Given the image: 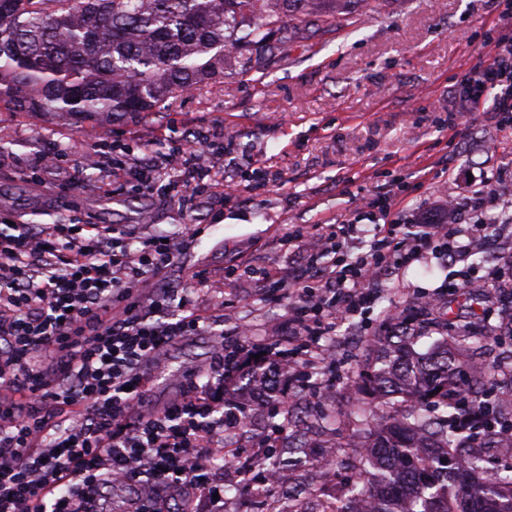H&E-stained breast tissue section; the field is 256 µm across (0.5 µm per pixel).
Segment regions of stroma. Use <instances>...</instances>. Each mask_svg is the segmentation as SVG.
<instances>
[{
    "label": "stroma",
    "mask_w": 512,
    "mask_h": 512,
    "mask_svg": "<svg viewBox=\"0 0 512 512\" xmlns=\"http://www.w3.org/2000/svg\"><path fill=\"white\" fill-rule=\"evenodd\" d=\"M353 20L325 33L302 27L295 39L252 49V66L229 64L222 82L168 99L148 121L127 118L99 126L48 123L33 112H0V232L17 224H116L148 234L172 235L181 225L200 228L178 253L157 287L189 296L205 313L224 318L166 347L152 369L147 411L183 398L188 371H204L217 338L234 344L236 327L277 342L292 307L275 288L307 251L309 236L328 225L354 224L356 239L336 258L347 262L368 251L382 225L416 234L425 216L458 204V225L482 223L486 213L512 208V128L494 112L471 110L459 96L457 77L492 63L497 40L512 35V0H353ZM224 135V156L200 162L205 183L236 196L201 201L183 210L176 197L145 195L122 171L85 169L86 154L117 144L164 163L163 179L179 180L184 160L174 154L197 130ZM52 149L62 156L51 172L34 160ZM453 173H445L447 160ZM493 188L486 210L471 208L474 190ZM390 194L389 206L378 199ZM371 205L359 208V198ZM297 247H289V235ZM471 284L472 302L448 282ZM512 279V224L449 267L438 255L383 275L377 300L317 343L312 375L280 381L304 428L305 445L291 447L292 430L276 407L252 412L246 427L224 433L216 453L224 473L223 512H286L299 497L341 489L358 473L362 438L354 423L360 374L377 368L373 340L395 331L415 335L427 353L447 338L460 361L512 364V294L498 282ZM467 327L470 336H443L437 322ZM342 414L339 431H322L324 417ZM271 437L268 460L280 480L258 500L254 475L224 467L227 456L249 462ZM336 450L335 480L320 465L323 446Z\"/></svg>",
    "instance_id": "35a3bbf8"
}]
</instances>
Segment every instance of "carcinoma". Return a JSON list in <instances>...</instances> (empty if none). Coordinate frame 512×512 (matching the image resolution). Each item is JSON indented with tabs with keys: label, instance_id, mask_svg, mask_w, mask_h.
Listing matches in <instances>:
<instances>
[{
	"label": "carcinoma",
	"instance_id": "obj_1",
	"mask_svg": "<svg viewBox=\"0 0 512 512\" xmlns=\"http://www.w3.org/2000/svg\"><path fill=\"white\" fill-rule=\"evenodd\" d=\"M353 0H0V112H39L72 123L145 119L162 103L224 77L244 48L283 33V19H314L329 33ZM381 367L358 393L384 409L359 419L372 472L336 496V512H512V476L482 465L479 447L448 426L462 365L443 341L426 354L376 340ZM400 397L403 406L391 400ZM430 401L433 412L420 404Z\"/></svg>",
	"mask_w": 512,
	"mask_h": 512
}]
</instances>
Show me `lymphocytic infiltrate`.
Segmentation results:
<instances>
[{
	"instance_id": "obj_1",
	"label": "lymphocytic infiltrate",
	"mask_w": 512,
	"mask_h": 512,
	"mask_svg": "<svg viewBox=\"0 0 512 512\" xmlns=\"http://www.w3.org/2000/svg\"><path fill=\"white\" fill-rule=\"evenodd\" d=\"M472 103L491 95L492 111L512 119V44L492 64L461 74ZM198 234L182 225L169 242L105 224H18L0 233V512H99L109 488L137 492L126 512H159L164 491L186 484L220 493L211 460L226 425L243 412L224 405L254 368L295 378L308 343L375 299L368 280L440 242L462 257L453 223L436 219L414 241L387 227V258H359L315 279L296 272L280 282L294 314L283 345H217L203 372L184 375L182 400L145 413L148 366L178 338L210 327L208 316L170 289L140 294Z\"/></svg>"
}]
</instances>
